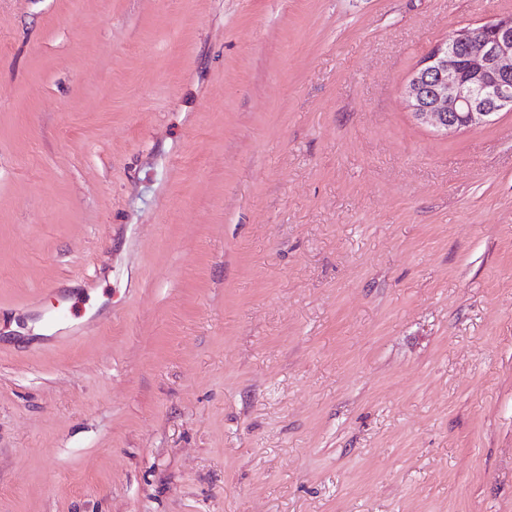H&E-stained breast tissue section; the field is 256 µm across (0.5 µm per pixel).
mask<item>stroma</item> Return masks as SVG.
Masks as SVG:
<instances>
[{
  "label": "stroma",
  "instance_id": "stroma-1",
  "mask_svg": "<svg viewBox=\"0 0 512 512\" xmlns=\"http://www.w3.org/2000/svg\"><path fill=\"white\" fill-rule=\"evenodd\" d=\"M508 13L0 0V512H512V112L403 98Z\"/></svg>",
  "mask_w": 512,
  "mask_h": 512
}]
</instances>
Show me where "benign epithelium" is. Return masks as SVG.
<instances>
[{
  "instance_id": "7a95c632",
  "label": "benign epithelium",
  "mask_w": 512,
  "mask_h": 512,
  "mask_svg": "<svg viewBox=\"0 0 512 512\" xmlns=\"http://www.w3.org/2000/svg\"><path fill=\"white\" fill-rule=\"evenodd\" d=\"M464 58L471 81L461 74ZM403 96L415 120L436 130L480 128L512 112V13L454 31L424 58Z\"/></svg>"
}]
</instances>
